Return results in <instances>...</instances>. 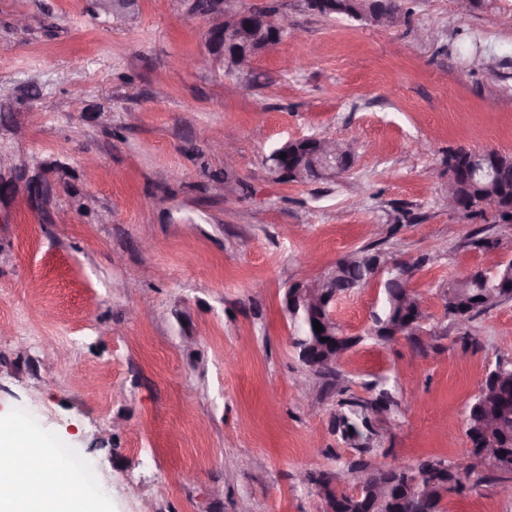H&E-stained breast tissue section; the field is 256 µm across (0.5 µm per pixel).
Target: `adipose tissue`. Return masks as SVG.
<instances>
[{"label":"adipose tissue","instance_id":"adipose-tissue-1","mask_svg":"<svg viewBox=\"0 0 512 512\" xmlns=\"http://www.w3.org/2000/svg\"><path fill=\"white\" fill-rule=\"evenodd\" d=\"M0 512H101L102 494L91 476L74 478L63 438L33 422L0 419Z\"/></svg>","mask_w":512,"mask_h":512}]
</instances>
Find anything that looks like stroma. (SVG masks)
Listing matches in <instances>:
<instances>
[{"label":"stroma","instance_id":"stroma-1","mask_svg":"<svg viewBox=\"0 0 512 512\" xmlns=\"http://www.w3.org/2000/svg\"><path fill=\"white\" fill-rule=\"evenodd\" d=\"M274 3L296 36L231 74L175 67L208 50L190 0H137L126 22L94 0H0V412L83 454L104 512H322L297 475L356 458L340 390L380 381L398 402L375 419L379 462H453L466 403L512 359V300L465 349L437 295L512 260L492 207L442 204L449 150L512 152V0H413L390 27ZM310 136L350 141L353 169L278 180L271 151ZM485 235L499 247L473 246ZM359 247L416 263L435 347L367 338L373 281L337 301L360 342L318 376L283 294ZM444 508L512 498L487 482Z\"/></svg>","mask_w":512,"mask_h":512}]
</instances>
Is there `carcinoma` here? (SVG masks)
<instances>
[{
  "label": "carcinoma",
  "instance_id": "carcinoma-1",
  "mask_svg": "<svg viewBox=\"0 0 512 512\" xmlns=\"http://www.w3.org/2000/svg\"><path fill=\"white\" fill-rule=\"evenodd\" d=\"M367 8L374 12L404 15L403 0H369ZM224 14L231 19L248 14L258 20H273L277 7L272 4L263 6L254 4L240 6L237 0L224 2ZM488 166L496 172L498 181L492 183L481 177H473L461 184L460 195L471 214L480 212V208L494 206L502 190H508L512 199V154L498 150L485 151ZM383 252L381 248L364 247L349 252L336 262L332 272L333 285L319 297L317 304L306 307L296 305L292 300L295 288L290 287L285 293L288 313L294 322L297 334L292 345L300 361L308 368L323 370V375L335 373L333 362L339 349L347 351L363 341L361 336H348L337 323L327 324L336 296L363 287L371 273L373 261ZM401 265L394 263V268L387 272L384 280L385 304L382 312L373 314L372 326L367 335L379 342H386L396 332L412 338L421 328V321L427 319L417 295L408 287V280L401 279ZM444 317L456 324L468 321L475 324L477 319L512 299V261L503 265L496 273L490 275L481 269L469 271V276L457 275L448 285L439 289ZM322 325L317 332L313 321ZM500 384V391H512V359H499L488 369L485 377L486 390L477 395L466 407L464 418L465 433L475 448L498 446L507 449V462L501 463L486 457H475L470 463L465 477H474L475 484L484 479L483 472H488L498 484L512 483V419L502 428L488 434L478 429V424L486 414L496 408V398L490 385ZM394 406L391 393L381 388L372 399L346 398L338 402L335 419L338 420L336 432L344 442L357 449L358 458L346 467L336 471V475L350 479L357 493L339 491L329 487L334 477L326 473H315L311 483L319 488L322 502H327L332 512H444V495L436 490H421L409 483L411 471L387 470L377 462L373 455L372 418L377 413H389ZM442 467L453 475L454 463L440 457L428 456L418 460L415 469L419 473Z\"/></svg>",
  "mask_w": 512,
  "mask_h": 512
}]
</instances>
